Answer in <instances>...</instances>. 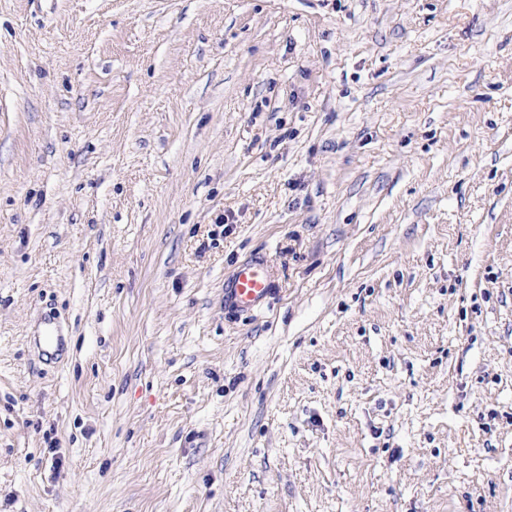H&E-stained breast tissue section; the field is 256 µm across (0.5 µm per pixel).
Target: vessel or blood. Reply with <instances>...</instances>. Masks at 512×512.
Returning <instances> with one entry per match:
<instances>
[{
    "instance_id": "1",
    "label": "vessel or blood",
    "mask_w": 512,
    "mask_h": 512,
    "mask_svg": "<svg viewBox=\"0 0 512 512\" xmlns=\"http://www.w3.org/2000/svg\"><path fill=\"white\" fill-rule=\"evenodd\" d=\"M274 278V269L266 258L246 261L224 286L225 306L239 312L260 310L273 294ZM35 342L47 358L54 359L63 348L64 338L60 327L52 323Z\"/></svg>"
}]
</instances>
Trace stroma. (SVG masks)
<instances>
[{
	"label": "stroma",
	"instance_id": "obj_1",
	"mask_svg": "<svg viewBox=\"0 0 512 512\" xmlns=\"http://www.w3.org/2000/svg\"><path fill=\"white\" fill-rule=\"evenodd\" d=\"M0 512H512V0H0ZM273 266L264 257L241 264L224 284V305L239 312L263 308L274 291ZM47 324L44 333L35 336V342L42 349L43 355L49 359H57L59 352L62 351L64 338L58 325L51 320H48Z\"/></svg>",
	"mask_w": 512,
	"mask_h": 512
}]
</instances>
